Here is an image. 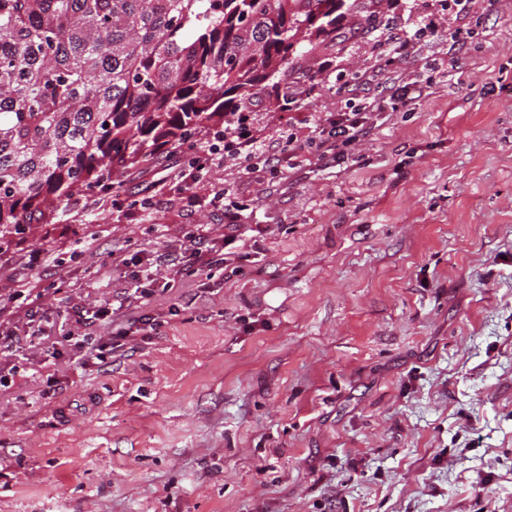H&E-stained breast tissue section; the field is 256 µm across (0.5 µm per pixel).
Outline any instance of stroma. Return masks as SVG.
Wrapping results in <instances>:
<instances>
[{
	"instance_id": "35a3bbf8",
	"label": "stroma",
	"mask_w": 512,
	"mask_h": 512,
	"mask_svg": "<svg viewBox=\"0 0 512 512\" xmlns=\"http://www.w3.org/2000/svg\"><path fill=\"white\" fill-rule=\"evenodd\" d=\"M349 3L252 102L299 165L224 172L263 226L230 265L211 182L168 169L200 136L7 243L0 512H512V0ZM427 15L435 35L388 60L376 32ZM408 74L429 92L391 111ZM373 97L356 161L306 147ZM145 268L150 297L127 298ZM115 302V324L163 323L83 365L67 334L106 336L82 314Z\"/></svg>"
}]
</instances>
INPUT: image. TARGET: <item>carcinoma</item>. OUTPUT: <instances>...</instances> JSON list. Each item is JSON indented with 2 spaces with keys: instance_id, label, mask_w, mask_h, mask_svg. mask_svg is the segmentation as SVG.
Returning a JSON list of instances; mask_svg holds the SVG:
<instances>
[{
  "instance_id": "cac0c4a2",
  "label": "carcinoma",
  "mask_w": 512,
  "mask_h": 512,
  "mask_svg": "<svg viewBox=\"0 0 512 512\" xmlns=\"http://www.w3.org/2000/svg\"><path fill=\"white\" fill-rule=\"evenodd\" d=\"M345 0H0V239L242 109Z\"/></svg>"
}]
</instances>
